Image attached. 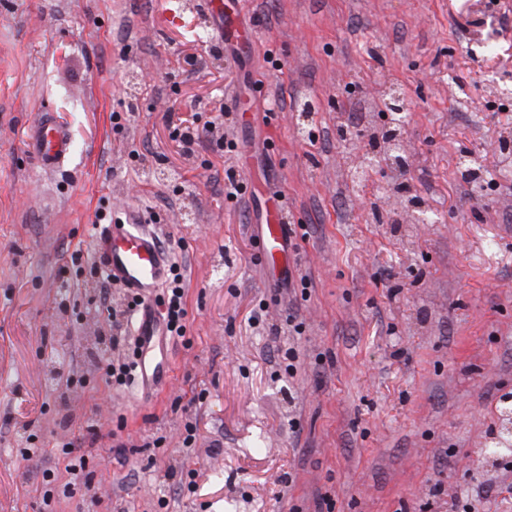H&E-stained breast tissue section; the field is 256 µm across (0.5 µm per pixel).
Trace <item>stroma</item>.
Wrapping results in <instances>:
<instances>
[{
	"instance_id": "obj_1",
	"label": "stroma",
	"mask_w": 512,
	"mask_h": 512,
	"mask_svg": "<svg viewBox=\"0 0 512 512\" xmlns=\"http://www.w3.org/2000/svg\"><path fill=\"white\" fill-rule=\"evenodd\" d=\"M203 2L0 0V512H512L511 472L475 480L512 389V179L488 195L460 165L512 135V0H245L235 48ZM385 90L408 101L405 193L354 180L373 145L337 135ZM47 112L74 146L51 170L27 145ZM172 112L221 117L224 151L183 152ZM282 199L299 230L263 266ZM123 209L156 217L185 287L145 393L107 369L132 317L92 270ZM69 441L94 480L67 497Z\"/></svg>"
}]
</instances>
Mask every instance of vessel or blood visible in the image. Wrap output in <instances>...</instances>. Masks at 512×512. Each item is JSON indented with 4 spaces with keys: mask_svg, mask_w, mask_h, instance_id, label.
Segmentation results:
<instances>
[{
    "mask_svg": "<svg viewBox=\"0 0 512 512\" xmlns=\"http://www.w3.org/2000/svg\"><path fill=\"white\" fill-rule=\"evenodd\" d=\"M206 5L225 44H239L252 38V30L240 18L239 4L206 0ZM69 149L70 138L65 129L43 119L34 123L29 135V150L42 168H55ZM148 222L144 215L125 213L93 241V252L100 267L141 300L136 328L144 339L141 368L145 371L152 367L156 338L163 333L153 298L157 288L165 284L170 270L155 235L146 229ZM287 240V222L278 212L267 213L265 230L257 249L261 263H269L275 253H287Z\"/></svg>",
    "mask_w": 512,
    "mask_h": 512,
    "instance_id": "vessel-or-blood-1",
    "label": "vessel or blood"
}]
</instances>
